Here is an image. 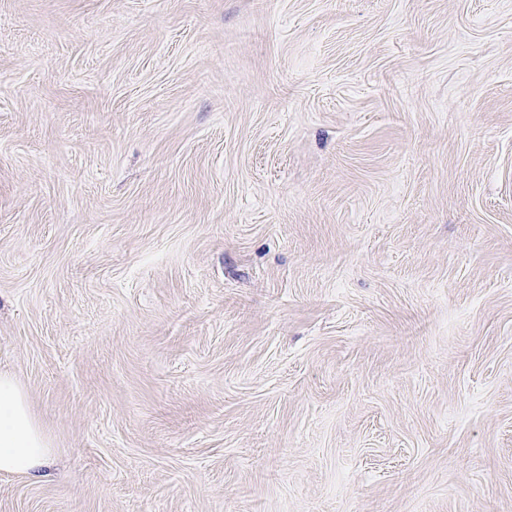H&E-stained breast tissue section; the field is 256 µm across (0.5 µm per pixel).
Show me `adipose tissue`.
<instances>
[{
  "label": "adipose tissue",
  "instance_id": "adipose-tissue-1",
  "mask_svg": "<svg viewBox=\"0 0 512 512\" xmlns=\"http://www.w3.org/2000/svg\"><path fill=\"white\" fill-rule=\"evenodd\" d=\"M51 454V441L31 410L26 389L13 375L0 373V473L34 474Z\"/></svg>",
  "mask_w": 512,
  "mask_h": 512
}]
</instances>
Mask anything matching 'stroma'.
<instances>
[{"label":"stroma","mask_w":512,"mask_h":512,"mask_svg":"<svg viewBox=\"0 0 512 512\" xmlns=\"http://www.w3.org/2000/svg\"><path fill=\"white\" fill-rule=\"evenodd\" d=\"M0 512H512V0H0ZM52 452L26 389L13 375L0 373V473L33 475Z\"/></svg>","instance_id":"1"}]
</instances>
